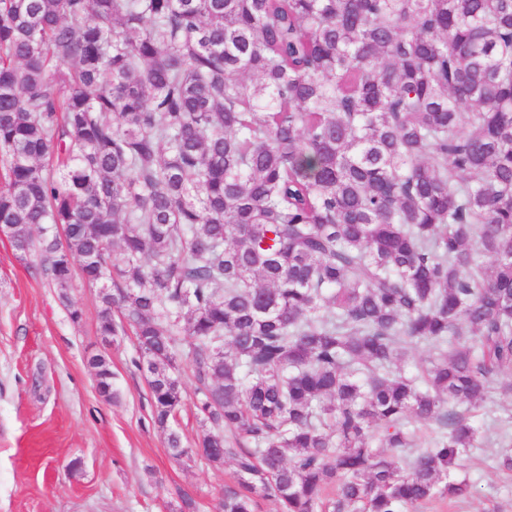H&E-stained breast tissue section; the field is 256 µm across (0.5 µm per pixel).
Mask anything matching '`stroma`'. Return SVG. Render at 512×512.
Here are the masks:
<instances>
[{"label": "stroma", "instance_id": "35a3bbf8", "mask_svg": "<svg viewBox=\"0 0 512 512\" xmlns=\"http://www.w3.org/2000/svg\"><path fill=\"white\" fill-rule=\"evenodd\" d=\"M38 254L19 257L0 238V512H212L232 462L174 460L166 433L151 419V394L133 360V331L114 340L97 332L99 288L74 277L69 304L33 273ZM82 312L72 321L69 306ZM179 336L180 377L188 400L173 427L184 447L198 445L195 379ZM105 355L113 398L99 394L88 360ZM512 398L492 397L473 409L482 444L461 461L457 477L470 496L436 500L419 512H512V474L497 467L500 420Z\"/></svg>", "mask_w": 512, "mask_h": 512}]
</instances>
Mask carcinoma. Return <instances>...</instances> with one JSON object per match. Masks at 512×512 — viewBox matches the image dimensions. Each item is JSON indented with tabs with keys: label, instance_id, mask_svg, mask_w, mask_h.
I'll return each mask as SVG.
<instances>
[{
	"label": "carcinoma",
	"instance_id": "cac0c4a2",
	"mask_svg": "<svg viewBox=\"0 0 512 512\" xmlns=\"http://www.w3.org/2000/svg\"><path fill=\"white\" fill-rule=\"evenodd\" d=\"M0 224L133 328L163 430L190 337L167 444L233 461L219 512L466 497L460 407L512 392V0H0ZM177 338L180 354V377L183 387L188 394V400L177 416L176 421L171 423V426L180 434L185 448H197L200 433V414L196 407L195 379L189 358L187 357L189 337L182 334Z\"/></svg>",
	"mask_w": 512,
	"mask_h": 512
}]
</instances>
